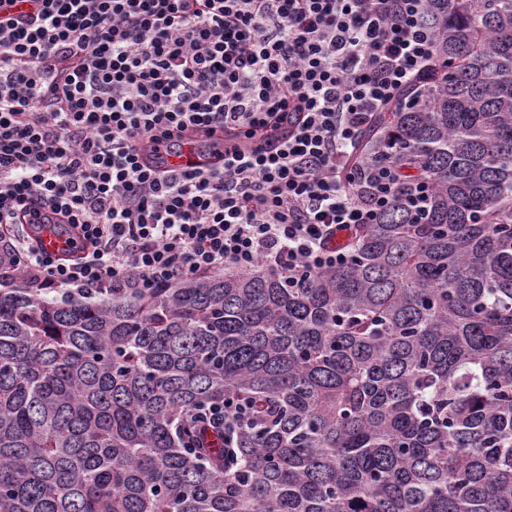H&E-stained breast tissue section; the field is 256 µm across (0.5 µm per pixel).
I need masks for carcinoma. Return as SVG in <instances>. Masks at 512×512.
Segmentation results:
<instances>
[{
  "mask_svg": "<svg viewBox=\"0 0 512 512\" xmlns=\"http://www.w3.org/2000/svg\"><path fill=\"white\" fill-rule=\"evenodd\" d=\"M362 137L432 184L292 287L0 288V512H512V0H429ZM240 405L234 447L194 427Z\"/></svg>",
  "mask_w": 512,
  "mask_h": 512,
  "instance_id": "obj_1",
  "label": "carcinoma"
}]
</instances>
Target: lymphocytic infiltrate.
<instances>
[{
    "mask_svg": "<svg viewBox=\"0 0 512 512\" xmlns=\"http://www.w3.org/2000/svg\"><path fill=\"white\" fill-rule=\"evenodd\" d=\"M428 0H0V288L147 291L256 268L298 285L428 182L359 162L429 67ZM229 138L156 175L155 146ZM57 225L70 260L18 239Z\"/></svg>",
    "mask_w": 512,
    "mask_h": 512,
    "instance_id": "lymphocytic-infiltrate-1",
    "label": "lymphocytic infiltrate"
}]
</instances>
